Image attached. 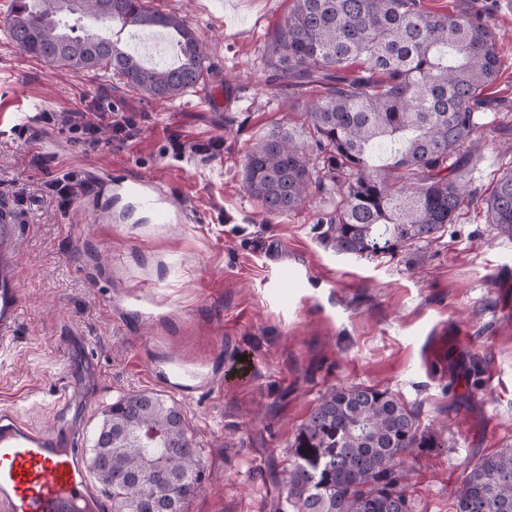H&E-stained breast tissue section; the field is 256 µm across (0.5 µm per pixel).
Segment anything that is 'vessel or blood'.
<instances>
[{
    "label": "vessel or blood",
    "mask_w": 512,
    "mask_h": 512,
    "mask_svg": "<svg viewBox=\"0 0 512 512\" xmlns=\"http://www.w3.org/2000/svg\"><path fill=\"white\" fill-rule=\"evenodd\" d=\"M134 194L168 222L167 198L151 182ZM24 226L14 205L0 198V348L10 345L23 311L19 255ZM96 496L86 458L61 433H46L10 416L0 417V512H108Z\"/></svg>",
    "instance_id": "obj_1"
}]
</instances>
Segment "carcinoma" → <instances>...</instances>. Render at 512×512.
I'll use <instances>...</instances> for the list:
<instances>
[{
  "mask_svg": "<svg viewBox=\"0 0 512 512\" xmlns=\"http://www.w3.org/2000/svg\"><path fill=\"white\" fill-rule=\"evenodd\" d=\"M86 18L162 31L175 62L148 65L138 51L89 32ZM7 33L50 67L111 73L158 101L203 85L211 69L195 29L148 0H13ZM266 54L280 86L322 94L304 131L278 127L257 139L244 163L245 191L270 215L303 206L313 186L339 196L325 230L339 254L392 257L439 239L467 196L461 150L485 126L478 108L500 68L492 19L431 15L420 0H294ZM358 64L364 73L350 74ZM486 208L498 233L512 237V170L496 181ZM436 447L389 390L335 387L298 429L288 505L411 512L397 467L412 450ZM88 463L112 512H148L141 491L115 483L134 472L161 469L173 478L148 487L154 512H187L201 487V452L187 419L158 393H130L106 408ZM455 512H512V448L471 466Z\"/></svg>",
  "mask_w": 512,
  "mask_h": 512,
  "instance_id": "1",
  "label": "carcinoma"
}]
</instances>
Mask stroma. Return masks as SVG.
Here are the masks:
<instances>
[{"label":"stroma","instance_id":"1","mask_svg":"<svg viewBox=\"0 0 512 512\" xmlns=\"http://www.w3.org/2000/svg\"><path fill=\"white\" fill-rule=\"evenodd\" d=\"M195 28L212 71L205 86L232 89L213 112L199 92L174 101L121 80L52 69L4 35L0 0V197L25 226L24 310L0 350V414L39 429L71 430L90 449L106 407L157 392L183 410L204 480L188 512H289L282 481L299 426L331 388L387 389L431 430L438 447L405 457L412 512H455L467 464L512 448V239L487 222L486 200L512 166V9L504 0H421L431 14L490 16L501 67L482 106L462 173L470 194L430 244L393 258L336 253L324 232L334 207L319 191L268 215L243 188L245 158L263 133L301 130L316 92L286 96L265 46L293 0H153ZM106 96L135 116L125 143L84 153L42 110L81 109ZM53 155L88 180L108 172L113 203L89 194L62 210L43 191ZM148 178L179 213L159 223L129 188ZM198 378L168 390L169 362ZM80 400H63L73 383Z\"/></svg>","mask_w":512,"mask_h":512}]
</instances>
